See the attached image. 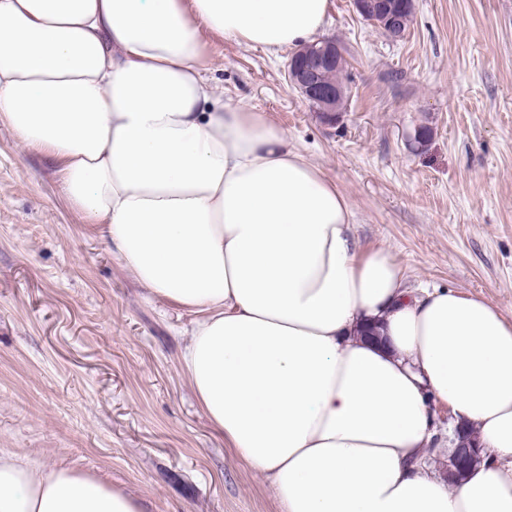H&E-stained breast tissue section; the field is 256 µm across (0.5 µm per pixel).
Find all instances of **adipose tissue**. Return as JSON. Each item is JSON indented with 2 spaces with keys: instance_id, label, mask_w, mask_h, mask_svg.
<instances>
[{
  "instance_id": "adipose-tissue-1",
  "label": "adipose tissue",
  "mask_w": 512,
  "mask_h": 512,
  "mask_svg": "<svg viewBox=\"0 0 512 512\" xmlns=\"http://www.w3.org/2000/svg\"><path fill=\"white\" fill-rule=\"evenodd\" d=\"M330 0H0V122L153 294L194 313L181 368L283 512H512V324L413 294L265 113L205 76L202 30L301 45ZM483 453L422 471L434 403ZM100 478L0 451V512H145Z\"/></svg>"
}]
</instances>
